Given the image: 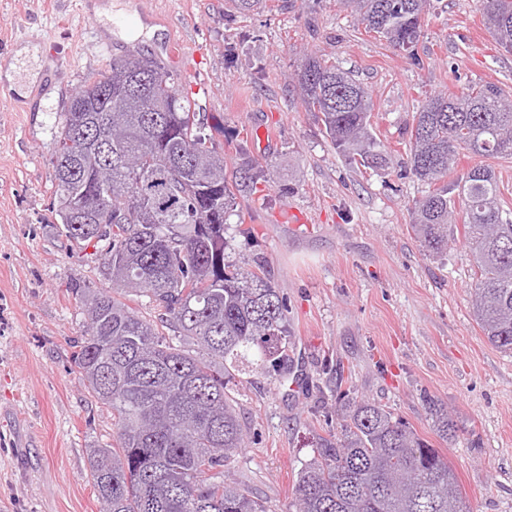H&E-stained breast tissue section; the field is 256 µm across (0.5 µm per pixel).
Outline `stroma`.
<instances>
[{
	"instance_id": "stroma-1",
	"label": "stroma",
	"mask_w": 512,
	"mask_h": 512,
	"mask_svg": "<svg viewBox=\"0 0 512 512\" xmlns=\"http://www.w3.org/2000/svg\"><path fill=\"white\" fill-rule=\"evenodd\" d=\"M93 0H0V57L38 49L40 79L0 83V512H99L89 451L111 444L112 412L84 390L72 343L84 317L72 281L104 287L92 248L61 236L50 163L60 116L83 77L115 59L164 57L203 86L201 116L224 118L228 172L252 161L265 198L240 199L224 236L227 263L263 265L287 303L288 370L232 380L247 433L225 483L292 512L297 473L317 437L338 432L336 370L357 396L389 407L456 474L471 512H512V354L477 324L463 231L448 259L425 257L410 210L429 187L397 165L350 167L306 112L292 83L304 56L326 51L373 93L374 128L405 153L421 100L467 84L512 89V53L484 24L480 0H433L413 53L365 32L336 0H269L228 19L229 0H119L161 41L107 35ZM274 134L256 142L255 127ZM464 427L453 442L431 428L427 398Z\"/></svg>"
}]
</instances>
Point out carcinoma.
Returning a JSON list of instances; mask_svg holds the SVG:
<instances>
[{
	"label": "carcinoma",
	"instance_id": "obj_1",
	"mask_svg": "<svg viewBox=\"0 0 512 512\" xmlns=\"http://www.w3.org/2000/svg\"><path fill=\"white\" fill-rule=\"evenodd\" d=\"M242 17L266 0H230ZM365 31L412 52L431 0H341ZM503 0H482L489 33L512 52V11ZM154 90L127 91L145 72ZM112 79V103L101 112L98 91ZM305 110L312 113L348 165L383 174L394 156L372 123L369 89L322 54L295 73ZM177 78L144 56L114 60L88 74L76 95L82 105L64 113L56 144L71 153L94 150L83 133L98 128L112 143L87 174L70 157L52 162L53 211L60 235L93 245L112 290L71 282L85 315L72 353L88 393L112 410V446L91 450L90 474L101 512H270L265 502L224 483L219 475L245 447L227 384L243 371H285L286 299L261 265L224 262V221L236 192L264 197L263 176H227L216 137L224 122L182 123L196 102L176 89ZM406 168L432 187L411 210L424 255L448 256L457 226L455 198L464 203L463 228L476 278L474 314L487 340L512 353V220L503 216L491 161L512 158V91L468 84L428 97L413 116ZM476 163L450 181L461 152ZM85 211L69 209L71 196ZM147 296L158 311L147 321L126 303ZM197 347L193 355L165 331ZM443 440L463 427L439 399L426 400ZM340 432L318 437L299 472L293 512H470L457 478L439 449L390 409L336 391Z\"/></svg>",
	"mask_w": 512,
	"mask_h": 512
}]
</instances>
